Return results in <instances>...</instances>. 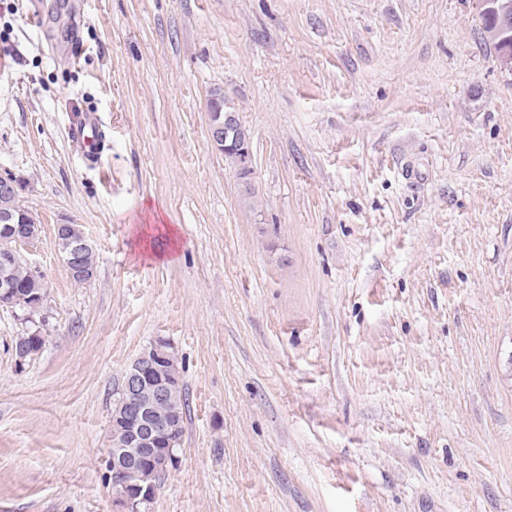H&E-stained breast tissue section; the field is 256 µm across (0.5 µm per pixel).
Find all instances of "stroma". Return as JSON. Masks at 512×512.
Masks as SVG:
<instances>
[{
	"mask_svg": "<svg viewBox=\"0 0 512 512\" xmlns=\"http://www.w3.org/2000/svg\"><path fill=\"white\" fill-rule=\"evenodd\" d=\"M11 3L0 177L42 227L22 256L46 294L0 306V512H119L112 410L159 340L188 410L142 512H512V78L475 0ZM216 88L248 192L210 143ZM87 111L92 166L66 130ZM158 225L172 258L145 248ZM55 231L62 243L60 254L70 278L79 284L89 283L94 277L95 268L84 263L82 257L86 252L95 251L93 244L79 224H56ZM44 340V339H43ZM42 340V336H39L35 331H31L29 333H25L24 336H20L15 340L14 352H18L20 350L24 352H19L16 358V364L18 366H23L26 361V353L27 358L32 354L37 353L43 346L44 341Z\"/></svg>",
	"mask_w": 512,
	"mask_h": 512,
	"instance_id": "stroma-1",
	"label": "stroma"
}]
</instances>
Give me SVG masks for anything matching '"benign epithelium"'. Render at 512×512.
<instances>
[{
	"instance_id": "1",
	"label": "benign epithelium",
	"mask_w": 512,
	"mask_h": 512,
	"mask_svg": "<svg viewBox=\"0 0 512 512\" xmlns=\"http://www.w3.org/2000/svg\"><path fill=\"white\" fill-rule=\"evenodd\" d=\"M482 13L496 17L504 34L499 44L500 70L512 77V0H476ZM237 122L235 113L226 112L224 118H210L209 137L215 150L234 160V168L244 188L250 187L254 173L250 149L243 142L232 144L225 141L224 130ZM18 182L13 178L0 179V305L19 306L36 312L42 306V295L30 291L22 293L11 280V267L21 254V248L33 244L40 236L41 224L34 217L26 221L15 220L19 209ZM57 238L62 243V261L70 278L79 283L90 282L95 268L83 262V254L94 250L80 225L64 222L55 225ZM177 366L163 342L151 345L130 365L126 380L120 390L121 405L112 414V424L124 428V437L112 443V491L115 500L127 507L135 501H151L157 489L144 488L128 479L135 472L161 460L173 464L176 455V422L174 418H159L155 413L158 403L167 399L170 384Z\"/></svg>"
}]
</instances>
